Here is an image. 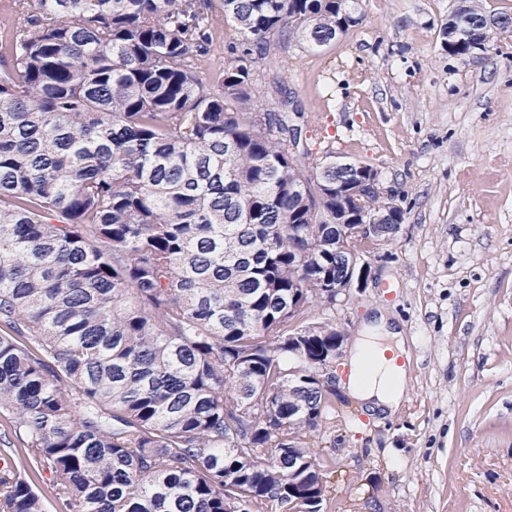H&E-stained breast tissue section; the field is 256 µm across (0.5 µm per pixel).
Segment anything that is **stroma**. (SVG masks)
Masks as SVG:
<instances>
[{
    "label": "stroma",
    "instance_id": "stroma-1",
    "mask_svg": "<svg viewBox=\"0 0 512 512\" xmlns=\"http://www.w3.org/2000/svg\"><path fill=\"white\" fill-rule=\"evenodd\" d=\"M457 0H362L331 46L281 44L254 66L255 106L301 111L311 163L376 168L404 221L331 313L347 338L377 312L403 332L391 415L341 391L319 434L333 512H512V30L468 55L444 33ZM198 75L222 88L240 38L220 13Z\"/></svg>",
    "mask_w": 512,
    "mask_h": 512
}]
</instances>
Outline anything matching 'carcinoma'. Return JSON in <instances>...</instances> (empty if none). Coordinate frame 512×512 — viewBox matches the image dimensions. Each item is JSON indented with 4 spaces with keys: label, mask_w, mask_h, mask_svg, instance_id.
Masks as SVG:
<instances>
[{
    "label": "carcinoma",
    "mask_w": 512,
    "mask_h": 512,
    "mask_svg": "<svg viewBox=\"0 0 512 512\" xmlns=\"http://www.w3.org/2000/svg\"><path fill=\"white\" fill-rule=\"evenodd\" d=\"M0 60V512L331 507L315 433L335 398L288 350H336V159L310 165L288 101L254 107L268 36L326 46L359 0H15ZM243 38L197 76L214 8ZM466 55L512 17L471 0ZM297 153L289 152L288 138ZM330 186L321 200L300 184ZM388 212L354 196L350 223ZM305 301L293 317L294 294ZM320 474H306L311 463ZM296 475L288 478V472Z\"/></svg>",
    "instance_id": "obj_1"
}]
</instances>
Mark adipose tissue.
<instances>
[{
	"mask_svg": "<svg viewBox=\"0 0 512 512\" xmlns=\"http://www.w3.org/2000/svg\"><path fill=\"white\" fill-rule=\"evenodd\" d=\"M382 351V338L376 329H369L354 340L351 346L354 373L349 389L371 410L391 415L405 398L408 375L404 367L388 363Z\"/></svg>",
	"mask_w": 512,
	"mask_h": 512,
	"instance_id": "ef3b65f1",
	"label": "adipose tissue"
}]
</instances>
